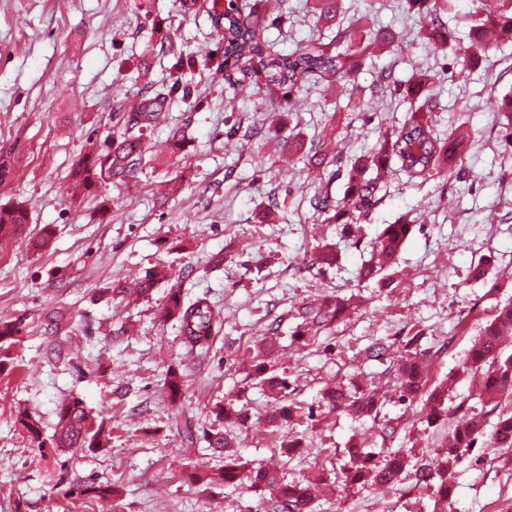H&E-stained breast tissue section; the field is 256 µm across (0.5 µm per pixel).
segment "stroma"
Here are the masks:
<instances>
[{"instance_id": "obj_1", "label": "stroma", "mask_w": 512, "mask_h": 512, "mask_svg": "<svg viewBox=\"0 0 512 512\" xmlns=\"http://www.w3.org/2000/svg\"><path fill=\"white\" fill-rule=\"evenodd\" d=\"M347 19L368 14L394 30L402 50L367 58L355 79L302 88L295 101L247 81L224 83V45L205 10L181 12L178 0H0V150L18 159L0 204L21 197L29 222L0 246V321L23 319L5 343L11 361L0 372V512H103L100 502L74 497V485L108 482L110 512H265L248 484L211 487L195 472L215 473L224 453L206 432L223 426L243 469L276 465L288 481L334 479L351 440L374 448H405L427 463L443 448L452 420L428 424L421 406L398 400L391 368L408 337L420 335L432 380L455 377L456 407L473 390L458 371L479 327L498 306L512 303V147L505 145L494 107L512 95V42L481 54L465 78H455L454 49L427 48L421 21L405 0H342ZM268 35L291 51L316 36L306 0H281ZM170 32L184 65L174 69L155 26ZM149 64L154 92H169L166 123L148 128L137 186L110 183L71 196L68 177L89 141L111 132L113 105L140 97V64ZM386 92L374 94L380 72ZM434 81L435 133H468L459 176L427 181L394 171L386 194L361 215L356 236L324 223L309 200L330 191L343 198L346 173L328 176L289 160L286 143L316 145L326 124L336 128L343 159L368 152L401 126L416 104L405 93L420 73ZM238 136L226 137L229 127ZM183 151L168 150L172 130ZM173 182L177 192L161 195ZM414 229L391 287L359 278L370 244L386 225ZM51 245L36 248L45 225ZM332 245V265L311 257ZM490 261L486 280L471 276ZM170 278L145 297L113 296L110 288L155 264ZM209 298L224 320L209 350L190 349L178 323L163 320L170 289ZM351 300L345 316L296 335L301 308L327 296ZM59 332L44 335L49 321ZM271 339L270 368L287 377L299 408L291 422H269L272 399L251 372L262 340ZM382 350L372 359L373 350ZM182 376L171 404L169 372ZM355 381L375 390L377 418L328 412L321 391ZM241 397L248 425L217 423L213 409ZM84 401L95 422L111 431L108 447L57 450L55 411L67 398ZM41 423L32 438L17 420ZM192 424L186 441L177 418ZM288 439L302 443L281 452ZM427 472L386 488L337 485L317 512H433ZM448 512H512V450L476 445L456 467Z\"/></svg>"}]
</instances>
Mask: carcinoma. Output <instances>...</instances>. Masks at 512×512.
Here are the masks:
<instances>
[{
	"instance_id": "1",
	"label": "carcinoma",
	"mask_w": 512,
	"mask_h": 512,
	"mask_svg": "<svg viewBox=\"0 0 512 512\" xmlns=\"http://www.w3.org/2000/svg\"><path fill=\"white\" fill-rule=\"evenodd\" d=\"M310 9L317 23L327 29H336L335 36L327 43L321 39L309 41L288 53L276 52L266 36L270 16H256L244 22L245 15L238 0H212L208 14L217 34L224 40V80L233 83V75L254 76L264 79L263 86L293 92L308 82H331L339 77L350 80L361 68L363 57L372 55L376 48L390 50L400 41L392 31L375 25L367 15L344 24L340 0H309ZM408 9L421 20L422 39L431 45L448 46L455 41L454 32L445 24L448 0H405ZM474 24L469 37L474 53L486 50L485 34L492 31L496 41H512V0H499L495 8L485 7L486 0H473ZM434 77L424 73L415 77L408 87V94L423 99L426 109L432 105L426 95ZM166 112V96L157 93L143 96L136 107L123 112L122 119L113 125V132L104 142L105 149L90 148L70 171L75 191L92 189L98 183L111 179L127 183L136 178L141 166L144 149L140 131L157 124ZM498 125L505 129L512 145V96L502 98L496 113ZM467 135L459 130L448 133V139L436 136L428 119L412 114L402 126L384 134L381 142L366 154L351 161L347 170V187L341 199H333L329 192L314 197L312 207L325 216L328 224H341L343 230L357 223L363 209L379 201L378 193L386 181L392 163L413 178L428 180L435 176L451 177L456 173V160L462 153ZM289 149L301 154L303 161L313 167L326 168L338 162L329 156L324 144L305 151L299 141L288 143ZM28 219V207L15 200L0 205V238L18 233ZM413 225L401 222L389 224L372 242L371 260L361 267L363 279H376L386 286V272L393 267L396 257L411 234ZM167 277L162 268L146 272L137 284L136 293L145 295L155 284ZM348 300L341 297L326 299L307 308L302 314L301 327H319L335 320L349 310ZM162 317L179 322L190 349L209 347L214 337L224 327L206 297L185 300L179 288L168 293L162 308ZM512 328V305L507 303L480 327L462 371L478 377L474 392L461 401L456 411L461 413L448 435L444 451L431 461L438 477L431 495L437 501H446L451 494L448 473L475 448L478 439L486 438L487 448L512 447V351H507L501 340L502 331ZM420 336L414 335L407 342V351L392 364L398 379L399 400L410 405L423 402L429 407L428 422L448 416V383L434 385L429 382V370L418 351ZM271 347L255 356V376L269 390L279 407L272 420L286 423L293 419L296 406L288 401V379L268 367ZM322 402L329 411L345 413L357 418L377 414L380 398L373 390L358 384L341 382L328 384L321 391ZM217 421L248 419V410L238 406L236 400L216 405ZM495 414L496 422L486 431L487 416ZM55 444L59 448H104L109 435L93 422L79 398L63 402L57 409ZM348 460L342 468L345 483H369L393 487L399 481L411 457L400 450L379 455L366 450L362 443L353 441L346 449ZM247 479L251 488L262 495L267 512H314V505L322 494L324 478L316 476L302 483L289 484L275 472L259 467L241 475L234 459L224 460V470L199 480L207 484H234ZM79 495L104 498L112 495V486L91 482L77 487Z\"/></svg>"
}]
</instances>
